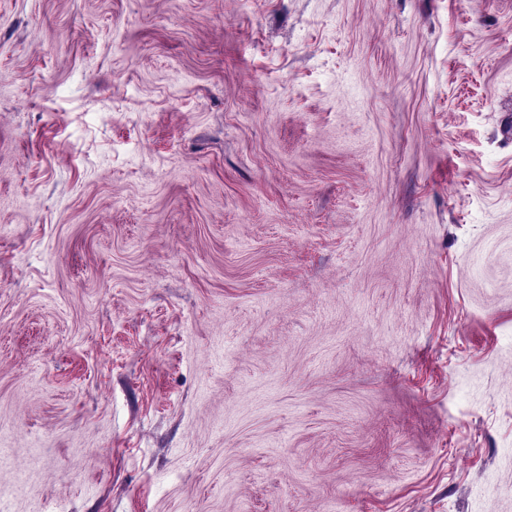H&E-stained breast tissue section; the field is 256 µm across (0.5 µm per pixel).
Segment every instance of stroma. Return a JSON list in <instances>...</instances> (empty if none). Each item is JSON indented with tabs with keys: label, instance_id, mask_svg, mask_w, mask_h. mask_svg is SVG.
Instances as JSON below:
<instances>
[{
	"label": "stroma",
	"instance_id": "stroma-1",
	"mask_svg": "<svg viewBox=\"0 0 512 512\" xmlns=\"http://www.w3.org/2000/svg\"><path fill=\"white\" fill-rule=\"evenodd\" d=\"M0 512H512V0H0Z\"/></svg>",
	"mask_w": 512,
	"mask_h": 512
}]
</instances>
